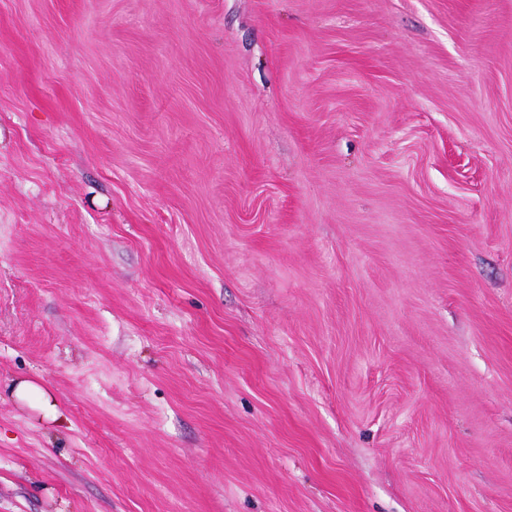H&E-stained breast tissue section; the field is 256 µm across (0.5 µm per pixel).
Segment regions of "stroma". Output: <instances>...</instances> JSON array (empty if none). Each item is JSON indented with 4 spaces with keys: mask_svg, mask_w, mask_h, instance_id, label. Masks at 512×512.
Segmentation results:
<instances>
[{
    "mask_svg": "<svg viewBox=\"0 0 512 512\" xmlns=\"http://www.w3.org/2000/svg\"><path fill=\"white\" fill-rule=\"evenodd\" d=\"M0 512H512V0H0ZM7 396L17 404L37 411L45 420L56 422L59 417L57 400L52 392L32 380H22L13 385Z\"/></svg>",
    "mask_w": 512,
    "mask_h": 512,
    "instance_id": "obj_1",
    "label": "stroma"
}]
</instances>
